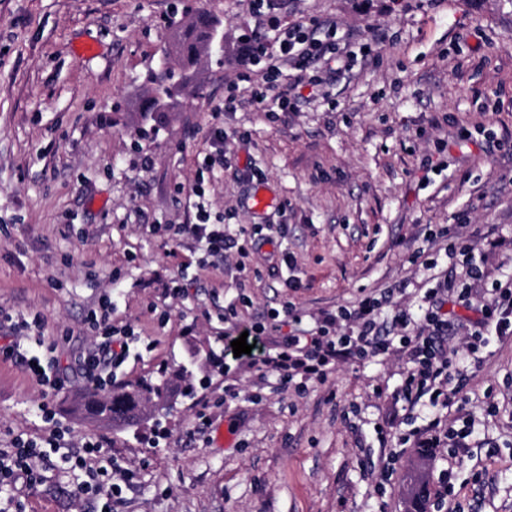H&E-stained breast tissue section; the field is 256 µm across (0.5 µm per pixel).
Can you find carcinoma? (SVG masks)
Wrapping results in <instances>:
<instances>
[{
  "label": "carcinoma",
  "mask_w": 512,
  "mask_h": 512,
  "mask_svg": "<svg viewBox=\"0 0 512 512\" xmlns=\"http://www.w3.org/2000/svg\"><path fill=\"white\" fill-rule=\"evenodd\" d=\"M218 35L219 23L203 14L191 21L184 34L175 36L171 47L163 51L160 72L148 75L151 87L142 106L143 112H166L173 107L184 90L183 77L209 54ZM166 385L164 379L156 384L120 388L105 396L90 389L84 395V406L97 418L120 421L132 411H144L152 396L162 395Z\"/></svg>",
  "instance_id": "1"
}]
</instances>
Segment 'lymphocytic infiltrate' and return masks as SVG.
I'll use <instances>...</instances> for the list:
<instances>
[{
  "mask_svg": "<svg viewBox=\"0 0 512 512\" xmlns=\"http://www.w3.org/2000/svg\"><path fill=\"white\" fill-rule=\"evenodd\" d=\"M324 38H317L316 32L303 25L275 24L271 35L261 33L251 38L244 58L253 63L264 58L267 71L279 75L282 68L294 69L296 76L289 84H266L256 87L249 98L251 105L262 110L273 107H288L297 87L317 84L318 79L308 76L311 62L329 57L336 61L339 70L350 67V54L341 47L335 35V23H322ZM173 237L188 236L203 243L205 251L200 265L207 266L223 259L227 250L237 247L238 240L228 233L225 226L213 223L210 212L204 206H197L194 222L171 226ZM437 237L447 239L445 248L448 259L463 258L467 277L460 291H452L448 283L439 282L427 289L425 307L413 315L398 310L392 319L393 326L403 328L400 343L411 362L402 390L406 402L414 404L425 394H432L433 405L451 407L456 396L462 391V382L457 381L455 367L457 353L445 345L446 336L454 321L446 309L449 295H456L459 304L471 309L473 315L465 326L469 337L467 349L476 352L488 346L490 337L505 340L512 338V280L502 282L489 280L487 273L475 265L471 258L470 246H458L450 239L447 228H439ZM490 281L480 302H473L472 290L475 284ZM391 291L380 296L368 295L360 299L353 308L340 309L338 314L324 317L322 325L313 334L302 332L286 337L278 352H262L248 355L249 365L278 373L294 390H305L308 384L324 382L329 370L336 362L363 359L384 354L392 340L390 333L380 323L383 306L389 303ZM112 297L103 295L97 308L88 311L85 322L96 336V342L89 347L70 369L92 384L99 391H106L112 384L110 369L122 364L128 352L125 341L129 327L113 325ZM65 433L53 430L40 440L15 438L10 447L0 448V490L15 489L19 480H31L35 463L43 449L63 447ZM103 441L88 440L83 444L82 453L73 455V467L84 470L86 479L78 489V495H91L101 499L100 512H112V498L120 494L121 487L114 483V474L129 477V469L112 464L110 469L94 468L91 465Z\"/></svg>",
  "mask_w": 512,
  "mask_h": 512,
  "instance_id": "lymphocytic-infiltrate-1",
  "label": "lymphocytic infiltrate"
}]
</instances>
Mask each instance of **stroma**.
Segmentation results:
<instances>
[{
    "mask_svg": "<svg viewBox=\"0 0 512 512\" xmlns=\"http://www.w3.org/2000/svg\"><path fill=\"white\" fill-rule=\"evenodd\" d=\"M201 14L221 22L223 51L194 68L175 111L142 120L150 69ZM279 16L330 20L362 40L349 71L316 61L321 82L300 88L294 110L261 112L247 99L265 69L240 65L263 29L254 0H0V307L43 323L38 337L0 328V448L46 435L43 404L71 431L36 463L37 484L19 486V512H99L67 461L90 438L110 442L100 466L134 473L112 512H407L419 463L428 512H442L447 484L459 512H512V339L483 349L480 369L460 366L461 408L443 417L475 432L457 454L399 447L438 415L428 399H399L410 368L400 348L336 364L300 394L216 364L225 335L273 309H296L311 330L391 288L382 320L418 312L435 280L464 277L445 257L432 270L413 262L440 247L430 226L450 227L492 278L512 279V0H283ZM232 86L246 105L226 113ZM494 138L502 147L487 151ZM200 183L230 231L256 225L270 244L212 268L195 240L174 249L151 234L186 223ZM260 184L274 204L257 212ZM276 251L294 267L274 264ZM169 275L187 295L165 292ZM107 292L113 323L134 330L114 376L173 380L169 404L124 431L74 412L87 385L68 370ZM298 326L283 320L265 348ZM30 358L59 389L37 382ZM221 427L234 435L224 446Z\"/></svg>",
    "mask_w": 512,
    "mask_h": 512,
    "instance_id": "35a3bbf8",
    "label": "stroma"
}]
</instances>
